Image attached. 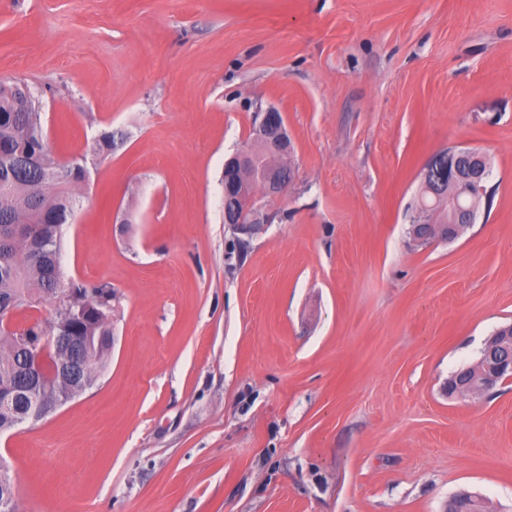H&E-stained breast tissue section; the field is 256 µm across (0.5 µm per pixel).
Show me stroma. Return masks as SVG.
<instances>
[{"label":"stroma","mask_w":512,"mask_h":512,"mask_svg":"<svg viewBox=\"0 0 512 512\" xmlns=\"http://www.w3.org/2000/svg\"><path fill=\"white\" fill-rule=\"evenodd\" d=\"M0 81L86 158L61 266L116 295L104 373L0 437L23 512H512V380L446 389L512 324V0H0ZM270 107L294 180L234 257L224 161ZM456 144L491 197L414 246ZM448 155V164L440 167L426 180L422 181L420 187L419 200L425 201L426 204L431 205L434 203V198L437 195L439 198L445 197V205L440 209L441 213L437 215L435 224H442L448 226H438L434 224H411L410 233L417 241L428 243L435 240H451L458 237L462 231L456 226L448 224L460 225L464 230L470 224H474L477 218V210L474 204L468 207H462L456 196L448 197V195L463 194L471 196L465 191H461L460 187H448V179H460L465 182H472L478 188V194L487 196L486 182L489 176V169L486 166V155L484 152L467 146H452L448 149L439 152L432 156L423 168V173L429 175L431 171L437 167L442 157ZM483 183L481 187H478ZM448 206L458 211L459 214L463 213L465 219L470 224H462L458 221L456 213ZM448 236V237H447Z\"/></svg>","instance_id":"obj_1"}]
</instances>
